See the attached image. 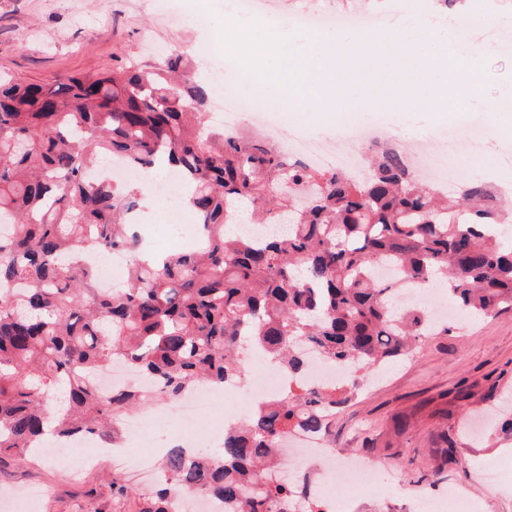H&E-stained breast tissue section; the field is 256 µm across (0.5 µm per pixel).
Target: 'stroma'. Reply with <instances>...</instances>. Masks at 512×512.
I'll use <instances>...</instances> for the list:
<instances>
[{
    "label": "stroma",
    "instance_id": "1",
    "mask_svg": "<svg viewBox=\"0 0 512 512\" xmlns=\"http://www.w3.org/2000/svg\"><path fill=\"white\" fill-rule=\"evenodd\" d=\"M172 2L0 0V75L48 83L130 60L152 64L160 47L186 49L196 65L223 62L214 33L226 20L225 0H185L177 9ZM472 37L484 45L482 93L495 99L512 85V53L490 44L486 29ZM353 121L384 128L382 148L399 150L421 130L457 123L458 115L358 112ZM506 391L512 392V312L468 324L463 334L428 337L413 359L363 386L331 420L327 438L337 462L365 456L373 466L370 486L339 490L337 502H349L351 512H410L414 499L455 488L473 512H512V440L497 428L483 439L467 429ZM492 465L502 479L490 487L481 472ZM115 470L107 457L74 482L53 460L7 461L0 487L51 484L54 493L39 512H121L112 499Z\"/></svg>",
    "mask_w": 512,
    "mask_h": 512
}]
</instances>
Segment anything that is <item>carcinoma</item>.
Instances as JSON below:
<instances>
[{"instance_id": "1", "label": "carcinoma", "mask_w": 512, "mask_h": 512, "mask_svg": "<svg viewBox=\"0 0 512 512\" xmlns=\"http://www.w3.org/2000/svg\"><path fill=\"white\" fill-rule=\"evenodd\" d=\"M190 65L168 49L154 65L0 79V461L28 460L49 437L108 436L129 407L239 380L253 349L281 364L288 392L224 430L216 452L170 449L165 482L151 490L114 475L112 496L129 512H169L178 493L217 498L228 512H294L298 489L273 479L288 434L326 433L360 373L409 359L436 333L423 308L397 305V282L377 268L438 281L466 316L494 318L512 311V226L483 186L443 194L416 183L391 150L357 183L260 137L205 128L213 88L188 76ZM116 156L146 174L177 169L206 245L138 253L127 286L104 290L95 268L70 256L132 244L138 190L88 176ZM243 204L259 224L285 216L288 234H227L226 210ZM309 351L350 380L308 381ZM114 359L158 389L103 393L95 375Z\"/></svg>"}]
</instances>
